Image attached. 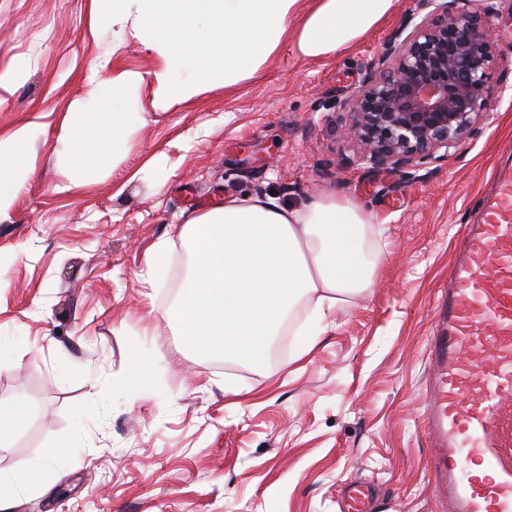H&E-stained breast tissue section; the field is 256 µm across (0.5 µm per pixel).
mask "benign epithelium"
<instances>
[{
	"instance_id": "1",
	"label": "benign epithelium",
	"mask_w": 512,
	"mask_h": 512,
	"mask_svg": "<svg viewBox=\"0 0 512 512\" xmlns=\"http://www.w3.org/2000/svg\"><path fill=\"white\" fill-rule=\"evenodd\" d=\"M494 0H414L378 67L343 102L355 163L375 170L417 168L448 157L488 111Z\"/></svg>"
}]
</instances>
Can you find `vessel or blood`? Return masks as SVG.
Masks as SVG:
<instances>
[{
    "instance_id": "1",
    "label": "vessel or blood",
    "mask_w": 512,
    "mask_h": 512,
    "mask_svg": "<svg viewBox=\"0 0 512 512\" xmlns=\"http://www.w3.org/2000/svg\"><path fill=\"white\" fill-rule=\"evenodd\" d=\"M429 338L430 468L448 512H512V171L478 202ZM347 512H384L353 485Z\"/></svg>"
}]
</instances>
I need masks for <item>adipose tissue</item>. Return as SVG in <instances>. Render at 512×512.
<instances>
[{"mask_svg": "<svg viewBox=\"0 0 512 512\" xmlns=\"http://www.w3.org/2000/svg\"><path fill=\"white\" fill-rule=\"evenodd\" d=\"M301 0H92L93 18L131 22L164 58L153 75L160 97L185 102L251 77L282 43ZM300 29L307 59L357 42L393 10L396 0H315ZM137 80L110 73L94 104L74 102L70 152L81 172L112 168L129 134L127 92ZM27 124L0 138V184L31 174L21 162L38 135ZM371 218L353 198L321 195L299 209L275 200L231 199L187 219L182 238L191 255L188 285L171 311L185 342L203 355L264 361L272 336L303 300L312 325L299 332L309 353L328 311L344 296L373 287L382 262L369 237ZM73 451L60 445L26 470L0 474V500L45 489L53 464Z\"/></svg>", "mask_w": 512, "mask_h": 512, "instance_id": "adipose-tissue-1", "label": "adipose tissue"}]
</instances>
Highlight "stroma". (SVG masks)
<instances>
[{"instance_id":"35a3bbf8","label":"stroma","mask_w":512,"mask_h":512,"mask_svg":"<svg viewBox=\"0 0 512 512\" xmlns=\"http://www.w3.org/2000/svg\"><path fill=\"white\" fill-rule=\"evenodd\" d=\"M411 5L397 0L317 60L289 31L253 77L170 103L152 79L158 54L129 29L94 25L92 0H0V75L28 65L25 81L0 87V137L41 128L24 158L34 172L0 218V400L29 411L0 472L77 446L46 492L0 512H345L356 482L391 512H448L428 467L427 338L464 226L494 171L512 167V0H495L491 20L492 123L447 159L376 171L353 162L343 101ZM103 61L138 77L131 128L122 159L84 182L68 112L98 97ZM325 193L373 218L383 262L371 292L337 304L305 356L293 335L255 364L191 352L170 320L189 274L186 218L231 197L300 207ZM162 241L168 258L150 269ZM137 358L153 368L139 384Z\"/></svg>"}]
</instances>
